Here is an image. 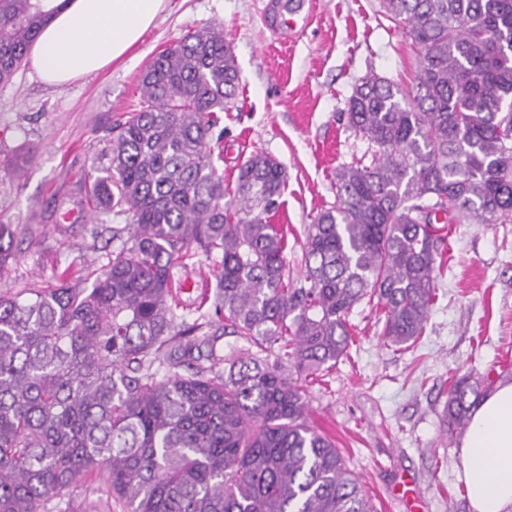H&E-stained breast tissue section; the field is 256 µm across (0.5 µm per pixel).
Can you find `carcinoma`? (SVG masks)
Instances as JSON below:
<instances>
[{"mask_svg": "<svg viewBox=\"0 0 512 512\" xmlns=\"http://www.w3.org/2000/svg\"><path fill=\"white\" fill-rule=\"evenodd\" d=\"M54 0H0V82L22 66ZM417 51L404 89L371 73L342 113L367 142L336 170V201L288 273L284 166L260 152L234 197L211 143L238 66L212 26L156 53L141 106L88 175L112 229L108 262L0 293V512H54L92 476L127 512H374L334 440L308 423L309 378L354 343L375 305L386 345L413 346L437 299L447 224L512 223V0H380ZM0 224V270L16 259ZM203 253L213 298L191 321L178 272ZM226 333L247 344L217 354ZM490 384L453 376L442 431L464 433Z\"/></svg>", "mask_w": 512, "mask_h": 512, "instance_id": "obj_1", "label": "carcinoma"}]
</instances>
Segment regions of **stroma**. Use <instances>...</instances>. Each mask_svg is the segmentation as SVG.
Here are the masks:
<instances>
[{"label": "stroma", "instance_id": "35a3bbf8", "mask_svg": "<svg viewBox=\"0 0 512 512\" xmlns=\"http://www.w3.org/2000/svg\"><path fill=\"white\" fill-rule=\"evenodd\" d=\"M268 0H168L140 43L105 70L58 88L32 66L0 82V224L22 233L0 292L47 284L81 259L102 265L112 250L110 218L86 208L84 178L107 149L109 126L138 109L147 61L189 32L224 30L239 86L221 112L224 186L255 152L287 172L273 216L288 228V266L301 269L305 227L336 196L335 171L366 145L338 114L354 87L375 73L411 85L417 57L379 11V0H299L287 34L266 22ZM438 298L420 341L384 346L382 325L362 303L350 316L355 343L310 388L309 421L328 434L376 512H401L391 492L410 481L425 512H473L459 444L440 431L452 371L512 370V223L451 224Z\"/></svg>", "mask_w": 512, "mask_h": 512}]
</instances>
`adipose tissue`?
Wrapping results in <instances>:
<instances>
[{"label": "adipose tissue", "instance_id": "adipose-tissue-1", "mask_svg": "<svg viewBox=\"0 0 512 512\" xmlns=\"http://www.w3.org/2000/svg\"><path fill=\"white\" fill-rule=\"evenodd\" d=\"M167 0H68L30 50L47 83L64 87L123 57L158 19ZM473 512H512V383L487 395L461 444Z\"/></svg>", "mask_w": 512, "mask_h": 512}]
</instances>
